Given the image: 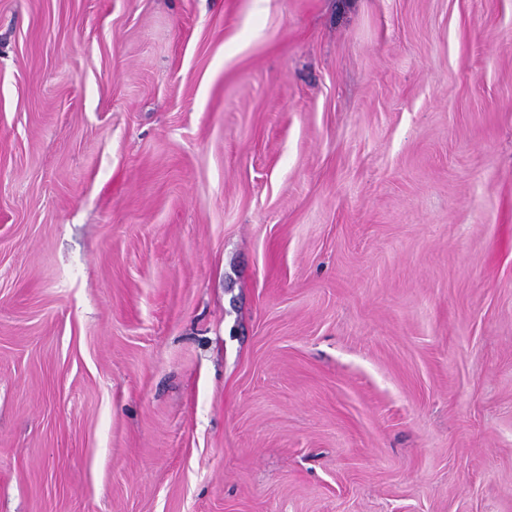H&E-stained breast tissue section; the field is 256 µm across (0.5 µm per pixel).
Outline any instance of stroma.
I'll return each mask as SVG.
<instances>
[{
    "instance_id": "1",
    "label": "stroma",
    "mask_w": 512,
    "mask_h": 512,
    "mask_svg": "<svg viewBox=\"0 0 512 512\" xmlns=\"http://www.w3.org/2000/svg\"><path fill=\"white\" fill-rule=\"evenodd\" d=\"M0 512H512V0H0Z\"/></svg>"
}]
</instances>
